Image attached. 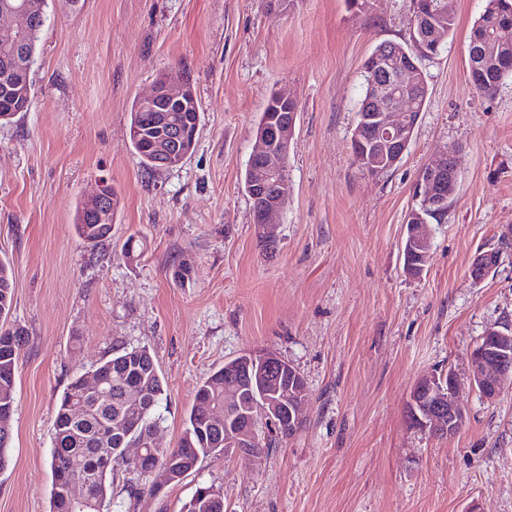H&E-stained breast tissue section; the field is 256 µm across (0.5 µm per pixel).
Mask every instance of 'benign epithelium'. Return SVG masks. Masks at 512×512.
Here are the masks:
<instances>
[{
  "label": "benign epithelium",
  "mask_w": 512,
  "mask_h": 512,
  "mask_svg": "<svg viewBox=\"0 0 512 512\" xmlns=\"http://www.w3.org/2000/svg\"><path fill=\"white\" fill-rule=\"evenodd\" d=\"M434 5L428 4L419 16L421 52L434 58L446 36L431 19ZM25 15L33 24L41 22L42 14L28 0L0 6V37L7 43L21 35L15 19ZM389 59L381 54L366 59V69L383 70L385 78L372 84L370 100L375 111L363 119L362 127L375 131L386 146L384 162L394 167L402 159L411 140V121L418 110V100L403 90L411 75L423 74L421 66L401 73H386ZM157 106L160 116L153 132L152 146L156 161L169 168L180 166L185 158L188 140H196L199 126H183L172 120L174 112L198 109L195 93L189 84L173 71L155 78L151 92L143 98ZM279 111L267 115L255 134V143L248 161L249 185L253 199L259 201L253 210V223L262 229L263 238H275L273 218L286 207L292 187L286 177L288 156L292 143L298 102L285 93H275ZM458 181L456 151L446 150L427 165L418 180L415 196L424 201L430 213H441L452 198ZM112 194L106 183H100L95 194L86 199L87 210L97 223L107 224L111 217ZM428 220L419 218L407 225L408 238L418 243L420 253L405 259V272L412 275L426 269L430 235ZM498 255L492 252L477 254L470 266V278L479 282L496 268ZM244 380L247 386H229L224 390V409L211 412L214 424L224 425L223 452H231L242 460H254L263 440L257 430L255 410L271 423L288 428L293 433L302 423L307 386L302 375L287 361L272 353H246L233 362L224 363V380ZM466 379L486 400L496 399L505 386L512 383V331L493 325L486 329L480 342L470 352ZM461 378L457 371L435 370L421 375L415 382L408 404V417L414 428L433 435L452 438L464 427L467 411L458 399Z\"/></svg>",
  "instance_id": "1"
}]
</instances>
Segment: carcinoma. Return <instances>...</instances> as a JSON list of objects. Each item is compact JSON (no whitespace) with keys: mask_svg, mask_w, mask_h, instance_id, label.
<instances>
[{"mask_svg":"<svg viewBox=\"0 0 512 512\" xmlns=\"http://www.w3.org/2000/svg\"><path fill=\"white\" fill-rule=\"evenodd\" d=\"M434 23L448 36H453L457 26L456 16L441 9L433 18ZM512 23V12L483 10L470 30V40L488 39L496 26ZM41 30H32L22 39L11 44L8 50L0 47V77H4V56L11 58V67L28 70L34 62L36 45ZM503 71L488 76L481 93H495L505 76L512 74V46L497 52ZM33 92L24 97L12 98L0 94V122H9L21 112L30 111ZM130 122L136 123L151 135L155 111L140 100L133 101ZM133 152L149 170L156 171L151 148L147 141L130 142ZM75 230L84 242L97 246L110 242V225L95 223L83 202L75 207ZM14 301L13 271L9 261L0 259V319L10 314ZM25 342L24 330L15 327L0 330V462L7 461V451L12 426L5 413H14L16 402V376L20 351ZM95 375L108 380L107 391L90 395L85 391L83 377L74 379L61 394L56 408L54 436L50 456L52 472L51 512H100L102 502L110 489L109 477L112 462L119 459L125 448H143L146 457L134 465L139 472L153 462L169 465L170 480L180 481L198 459L209 456L214 449L224 447V428L211 422L207 409L224 406V369L209 375L199 386L195 402L188 416L186 427L177 444L172 448H158L152 437L159 426L158 408L164 394V379L154 365V357L145 346L121 345L112 350V356L100 361L93 369ZM130 385H140L145 390L141 407L131 408L125 402V390ZM128 423L134 429L128 435L112 434V424ZM88 482L87 497L91 503L81 508L72 505V484ZM215 488L211 485L197 487L190 500L192 512H224L216 501Z\"/></svg>","mask_w":512,"mask_h":512,"instance_id":"cac0c4a2","label":"carcinoma"}]
</instances>
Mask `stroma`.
<instances>
[{"instance_id": "obj_1", "label": "stroma", "mask_w": 512, "mask_h": 512, "mask_svg": "<svg viewBox=\"0 0 512 512\" xmlns=\"http://www.w3.org/2000/svg\"><path fill=\"white\" fill-rule=\"evenodd\" d=\"M457 29L425 61L427 102L402 160L354 164L360 71L383 41L410 38L413 0H47L30 111L0 125V259L14 274L8 325L28 341L16 380L0 512H50L56 405L117 345L148 346L166 382L159 447L180 438L201 382L224 362L274 353L303 375L301 426L261 462L203 459L157 494L114 463L102 512H181L198 485L224 512H512V386L486 400L462 383V431L407 419L419 376L465 371L493 324L512 326V77L481 94L469 32L483 0H453ZM194 85L201 125L173 170L146 172L128 143L133 100L161 71ZM298 98L293 194L273 246L243 177L266 99ZM460 173L430 224L422 277L403 271L405 216L422 169L444 149ZM120 206L108 247L84 243L75 206L99 181ZM495 271L469 276L478 251ZM191 260L193 280H172Z\"/></svg>"}]
</instances>
